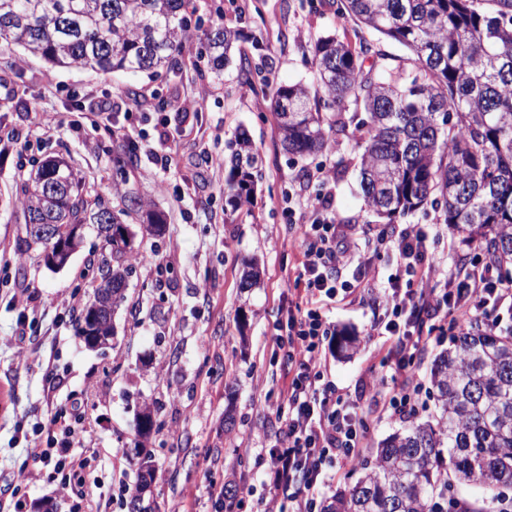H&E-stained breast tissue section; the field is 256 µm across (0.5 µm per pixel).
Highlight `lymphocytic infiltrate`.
I'll list each match as a JSON object with an SVG mask.
<instances>
[{
  "instance_id": "obj_1",
  "label": "lymphocytic infiltrate",
  "mask_w": 512,
  "mask_h": 512,
  "mask_svg": "<svg viewBox=\"0 0 512 512\" xmlns=\"http://www.w3.org/2000/svg\"><path fill=\"white\" fill-rule=\"evenodd\" d=\"M291 222L298 226L304 244L295 277L303 289L288 317L286 335L276 340L293 378L285 395L286 408L279 416L281 447L271 454V484L277 496L261 501L259 512H316L337 470L362 459L368 430L366 416L324 383L322 371V346L330 331L324 306L336 297L339 273L358 254L356 227L337 223L321 198L311 200ZM394 248L401 265L420 276L421 288L404 292L392 282L383 289L386 319L382 328L393 340L395 365L404 378L391 385L371 383L370 405L380 417L402 420L415 413L420 395V384L408 369L429 342L424 334L426 321L444 306L452 333L468 326L510 332L512 281L491 261L472 260L437 271L428 235L418 224L403 228ZM80 415L75 406L70 415H51L32 430L19 432L30 455L53 465L62 475L64 490L79 495L85 492L84 484L73 481L70 472L77 464L74 447L81 434L73 420Z\"/></svg>"
}]
</instances>
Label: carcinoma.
I'll list each match as a JSON object with an SVG mask.
<instances>
[{
	"instance_id": "obj_1",
	"label": "carcinoma",
	"mask_w": 512,
	"mask_h": 512,
	"mask_svg": "<svg viewBox=\"0 0 512 512\" xmlns=\"http://www.w3.org/2000/svg\"><path fill=\"white\" fill-rule=\"evenodd\" d=\"M338 13L410 52L412 67L370 65L369 42L334 36L309 46L316 84L271 90L284 151L298 156L354 142L365 208L392 224L432 209L462 241L490 254L512 279V0H340ZM187 0H0V43L62 68L158 75L197 37ZM239 31H204L202 54L218 75ZM224 197L246 206L262 178L246 132L230 142ZM117 207L89 201L82 176L48 157L19 189L23 224L63 234L107 221L124 228L92 263L93 281L128 280L134 234L124 219L162 224L136 187ZM433 420L412 423L358 464L361 476L320 512H433L456 483L492 500L512 488V334L479 328L452 337L430 367Z\"/></svg>"
}]
</instances>
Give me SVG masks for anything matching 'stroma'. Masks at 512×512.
Returning <instances> with one entry per match:
<instances>
[{
    "label": "stroma",
    "instance_id": "obj_1",
    "mask_svg": "<svg viewBox=\"0 0 512 512\" xmlns=\"http://www.w3.org/2000/svg\"><path fill=\"white\" fill-rule=\"evenodd\" d=\"M336 10L337 0H189L188 13L201 29L221 19L239 30L252 70L248 81L235 55L220 78L200 79L205 64L196 40L180 56L178 76L153 78L60 68L19 47H0V487L20 472H38L26 489L24 512H35L45 500L55 512H128L142 450L152 454L155 468L152 512H224L208 499L206 487L230 479L239 487L237 512H252L263 492L267 453L276 447L280 393L289 382L275 339L297 296L288 275L302 252L288 207L304 199L327 198L337 221L359 225L367 242L343 274L348 288L328 314L337 332L357 338L347 356L328 340V379L363 409L370 375L393 374L391 341L377 333L383 309L356 286L374 270L380 280L393 274L401 284L412 283L392 250L394 227L364 206L350 165L352 142L344 139L304 158L287 154L270 99L257 90L265 80L312 83L305 51L319 38L333 35L354 45L374 39ZM129 88L141 101L127 123L136 159L120 177L115 159L130 141L93 120L88 103L123 99ZM241 131L253 142L262 177L251 203L229 216L227 144ZM48 154L63 156L80 172L89 197L115 199L125 179L166 218L161 236L135 238L126 299L112 315L115 334L98 349L84 346L75 320L59 305L71 296L85 303L92 294L88 264L102 250L95 231H87L60 270L17 248L23 226L16 189ZM342 160V176L315 179L317 169H334ZM415 221L427 225L442 262L471 257L437 212ZM151 255L155 264H146ZM249 262L257 263L261 283L245 289L241 278ZM21 287L36 295L27 314L12 297ZM449 345V335L437 336L418 359L422 393L414 422L433 411L429 369ZM76 403L88 429L77 452L93 457L84 473L90 492L85 505L60 492L51 466L33 459L15 433L17 421L42 422ZM145 409L155 425L143 437L137 420ZM228 412L230 426L224 423Z\"/></svg>",
    "mask_w": 512,
    "mask_h": 512
}]
</instances>
